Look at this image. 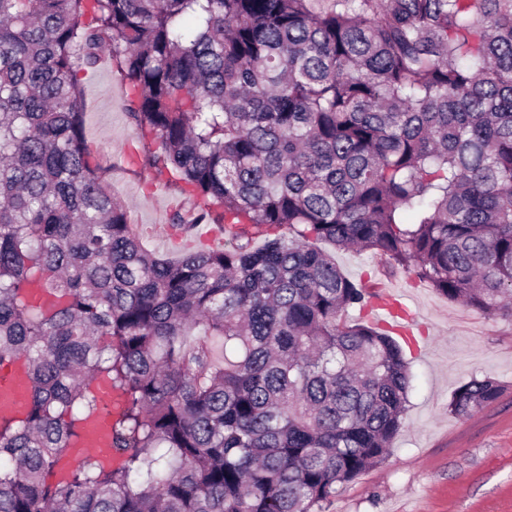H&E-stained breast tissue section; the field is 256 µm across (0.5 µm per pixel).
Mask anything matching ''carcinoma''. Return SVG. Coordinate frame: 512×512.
I'll use <instances>...</instances> for the list:
<instances>
[{"label":"carcinoma","mask_w":512,"mask_h":512,"mask_svg":"<svg viewBox=\"0 0 512 512\" xmlns=\"http://www.w3.org/2000/svg\"><path fill=\"white\" fill-rule=\"evenodd\" d=\"M103 48L138 163L186 195L172 225L224 247L160 256L112 196L76 79ZM317 241L512 321V0H0V364L30 387L0 512H323L384 462L407 362L343 321L371 293ZM102 378L118 461L56 480Z\"/></svg>","instance_id":"1"}]
</instances>
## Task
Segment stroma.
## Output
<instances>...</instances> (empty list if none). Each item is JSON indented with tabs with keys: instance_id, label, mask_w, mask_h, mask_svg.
<instances>
[{
	"instance_id": "1",
	"label": "stroma",
	"mask_w": 512,
	"mask_h": 512,
	"mask_svg": "<svg viewBox=\"0 0 512 512\" xmlns=\"http://www.w3.org/2000/svg\"><path fill=\"white\" fill-rule=\"evenodd\" d=\"M77 79L87 147L111 166L112 194L143 243L169 258L209 249L201 232L173 229L168 201L177 188L132 166L140 135L127 117L131 89L109 52ZM320 248L347 278L386 285L416 315L415 339L404 344L411 392L395 451L340 487L324 512H512V323L449 301L384 257ZM486 377L499 383L498 398L469 417L450 413L457 389Z\"/></svg>"
}]
</instances>
